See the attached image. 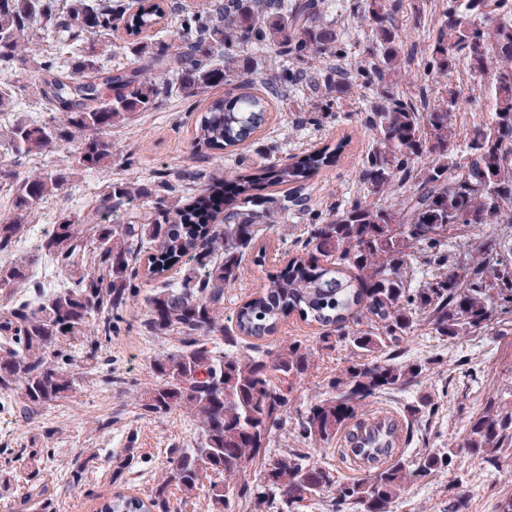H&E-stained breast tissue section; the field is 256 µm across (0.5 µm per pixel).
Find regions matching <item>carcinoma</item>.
Masks as SVG:
<instances>
[{
	"instance_id": "cac0c4a2",
	"label": "carcinoma",
	"mask_w": 512,
	"mask_h": 512,
	"mask_svg": "<svg viewBox=\"0 0 512 512\" xmlns=\"http://www.w3.org/2000/svg\"><path fill=\"white\" fill-rule=\"evenodd\" d=\"M332 6L333 0H209L183 16L178 42L168 43L140 39L164 17L161 4L145 0L128 18L132 65L105 67L98 46L109 44L114 14L129 7L112 0H0V70L39 66L38 91L63 114L57 122L18 118L0 136L7 155L0 161V189L11 198L0 214V253L15 246L32 213L67 181L60 170L21 178L13 170L21 158L74 144L81 168L104 172L117 151L112 127L155 111L164 99L197 97L254 75L244 57L248 49L291 56L293 68L284 64L260 75L279 100L309 69L327 97L350 94V77L330 65L344 59L336 24L326 20ZM398 13L395 0H358L350 12L372 37L357 71L381 87L368 116L378 138L359 171L367 197L332 208L311 225L305 243L311 255L268 272L262 289L230 320H224V299L242 275L266 204L284 212L305 209L302 183L343 143L287 164L209 177L191 204L169 182L154 188L137 176L111 180L82 213L60 212L33 251L0 266V395L27 418L69 397L75 369L99 363L98 351L137 295L133 263L147 254L151 291L142 327L152 336L175 335L179 346L152 360L154 381L137 392V405L143 416L187 414L198 441L168 449L167 468L146 498L117 492L99 512H182L200 489L207 512H234L243 500L254 512H300L312 497L326 499L327 512H397L409 485L451 465V448H425L409 458L397 453L392 419L358 423L346 452L368 468L361 480L336 477L309 452L333 444L373 400L405 390L435 368L431 357L397 360L400 343L417 326L452 343L488 329L495 310H512V238L502 236L512 235V0H445L436 24L427 26L419 15L411 30ZM66 18H80L85 27L74 33ZM39 25L86 47L64 65L55 57L38 60L28 46ZM412 34L422 36L424 73L461 71L487 103L491 120L473 124L460 144L455 113L471 97L446 89L431 99L417 86L411 59H403ZM404 82L415 91H394ZM267 105L248 91L215 99L195 125V140L210 150L239 147L262 127ZM226 184L233 198L219 227L210 221ZM263 187L281 191L262 198L256 191ZM108 217L114 223H105ZM484 224L500 225L499 232L487 234ZM465 228L470 262L459 268L455 239ZM42 259L66 272V282L40 291L34 306L14 302L30 267ZM177 266L181 277L174 278L169 272ZM294 312L327 332L313 344L243 346L247 337L264 339ZM338 342L354 357L322 393L291 413L296 384L315 368L319 353ZM431 408L422 397L408 411L422 423ZM288 431L294 444L269 456L275 438ZM511 446L512 405L491 398L472 418L462 447L497 463L498 449ZM53 458L52 448L19 450L0 468V489L22 485L24 501L36 496L38 512H50L42 472ZM93 464L90 458L75 462L68 485H82Z\"/></svg>"
}]
</instances>
